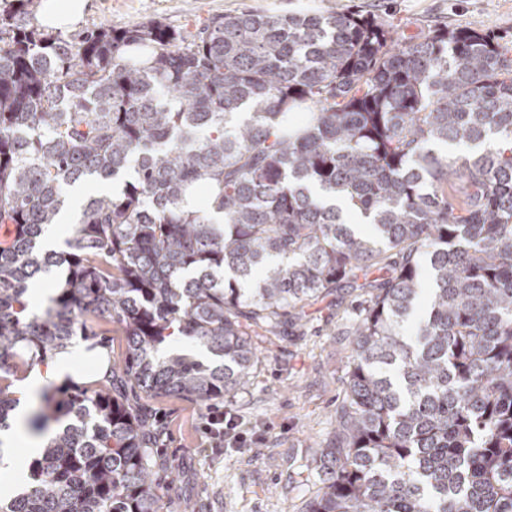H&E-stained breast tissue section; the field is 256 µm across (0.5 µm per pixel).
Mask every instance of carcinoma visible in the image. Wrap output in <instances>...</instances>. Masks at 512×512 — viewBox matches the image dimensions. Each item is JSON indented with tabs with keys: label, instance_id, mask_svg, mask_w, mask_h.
I'll return each instance as SVG.
<instances>
[{
	"label": "carcinoma",
	"instance_id": "cac0c4a2",
	"mask_svg": "<svg viewBox=\"0 0 512 512\" xmlns=\"http://www.w3.org/2000/svg\"><path fill=\"white\" fill-rule=\"evenodd\" d=\"M38 6L0 0V374L22 349L28 365L65 351L90 317L124 324L128 354L91 392L43 396L33 422L59 429L0 512H161L162 428L128 391L235 395L259 363L248 329L343 283L371 296L305 512H512L509 50L254 7L195 35L149 20L68 36L34 27ZM119 178L66 250L40 247L65 187ZM198 189L207 205L184 209ZM52 267L56 295L30 315ZM174 334L209 360L165 350ZM14 409L0 385V427Z\"/></svg>",
	"mask_w": 512,
	"mask_h": 512
}]
</instances>
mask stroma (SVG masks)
Masks as SVG:
<instances>
[{
	"label": "stroma",
	"instance_id": "35a3bbf8",
	"mask_svg": "<svg viewBox=\"0 0 512 512\" xmlns=\"http://www.w3.org/2000/svg\"><path fill=\"white\" fill-rule=\"evenodd\" d=\"M256 7L272 14L360 10L379 15L405 40L429 27L468 28L498 38L512 50V0H89L84 26L120 28L154 19L196 34L217 15ZM364 288L342 287L307 305L288 331H252L260 364L251 384L225 399L244 432L262 442L242 448L202 447L197 424L205 401L138 394L161 417L163 437L152 457L162 512H299L322 488L325 475L313 451L336 431V409L348 381L350 333ZM83 346L124 361L127 336L120 322L93 321Z\"/></svg>",
	"mask_w": 512,
	"mask_h": 512
}]
</instances>
